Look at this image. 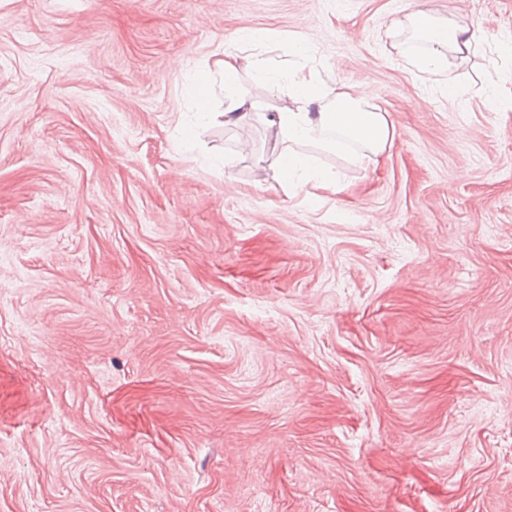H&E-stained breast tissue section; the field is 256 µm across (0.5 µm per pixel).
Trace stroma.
I'll list each match as a JSON object with an SVG mask.
<instances>
[{"instance_id":"1","label":"stroma","mask_w":512,"mask_h":512,"mask_svg":"<svg viewBox=\"0 0 512 512\" xmlns=\"http://www.w3.org/2000/svg\"><path fill=\"white\" fill-rule=\"evenodd\" d=\"M416 10L478 33L447 79ZM248 30L390 150L304 145L313 194L257 117L185 142ZM510 42L512 0H0V512H512Z\"/></svg>"}]
</instances>
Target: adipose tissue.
I'll use <instances>...</instances> for the list:
<instances>
[{
  "instance_id": "1",
  "label": "adipose tissue",
  "mask_w": 512,
  "mask_h": 512,
  "mask_svg": "<svg viewBox=\"0 0 512 512\" xmlns=\"http://www.w3.org/2000/svg\"><path fill=\"white\" fill-rule=\"evenodd\" d=\"M408 22L414 34L427 44L424 54L409 59L422 72L445 74L449 57L467 58L479 42L470 27L441 21L421 11L409 15ZM218 66L224 73V90L229 102L223 112H213L209 76L197 73L186 92L196 101L198 119L203 122L220 119L227 125L240 123L253 107L239 89L241 75L264 83L275 102L273 112L263 115L262 121L273 140L270 166L279 183L323 188L331 185L330 176L314 166L309 156L294 151V144L309 142L335 150L339 138L344 137L359 143L373 156L382 155L391 145L392 132L385 113L357 85L343 83L330 88L305 64L280 73L270 59L244 54L239 45L225 50ZM330 130L336 131V139L327 138Z\"/></svg>"
}]
</instances>
